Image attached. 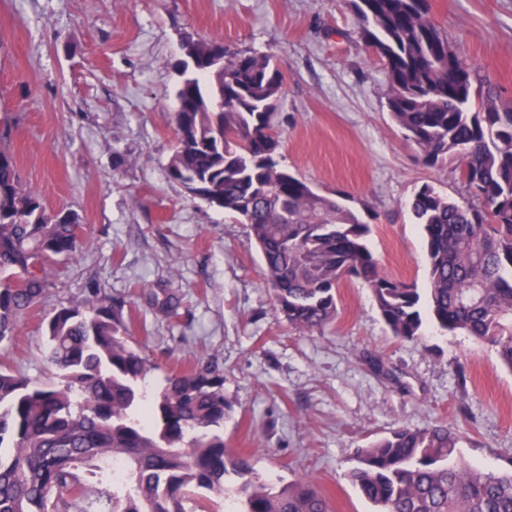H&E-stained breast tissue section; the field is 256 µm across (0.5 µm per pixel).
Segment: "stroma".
Wrapping results in <instances>:
<instances>
[{"mask_svg": "<svg viewBox=\"0 0 512 512\" xmlns=\"http://www.w3.org/2000/svg\"><path fill=\"white\" fill-rule=\"evenodd\" d=\"M429 4L451 45L512 100V0ZM187 35L273 56L285 76L282 165L322 194H348L373 217L382 270L424 285L420 227L405 204L426 183L454 200L463 185L453 164L423 165L392 122L384 66L351 0H0V128L10 129L24 186L84 226L44 302L0 345V367L46 381V315L97 288L127 298L130 339L156 366L150 385L218 361L228 447L250 454L265 479L312 478L334 512H371L346 473L357 448L403 425L446 422L466 461L507 470L512 370L495 350L430 326L421 343L395 339L356 279L341 284L332 324L296 331L263 284L247 226L169 180ZM169 297L171 317L156 307Z\"/></svg>", "mask_w": 512, "mask_h": 512, "instance_id": "stroma-1", "label": "stroma"}]
</instances>
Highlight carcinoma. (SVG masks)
<instances>
[{
    "mask_svg": "<svg viewBox=\"0 0 512 512\" xmlns=\"http://www.w3.org/2000/svg\"><path fill=\"white\" fill-rule=\"evenodd\" d=\"M362 39L381 59L393 122L435 167L447 161L465 195L422 185L407 207L421 228L427 287L386 275L371 224L278 160L275 111L284 75L270 55L191 40L181 62L169 180L202 186L211 205L248 225L264 284L300 331L336 319L347 278L369 288L392 336L419 343L424 323L472 336L512 369V102L475 83L428 0H359ZM83 224L52 212L22 185L0 146V344L50 291L49 270L75 257ZM126 302L94 290L50 313L44 346L55 381L0 370V512H209L226 496L238 512H331L307 477L274 484L224 444V368L171 372L152 398L155 370L128 339ZM443 423L401 426L356 450L348 477L375 512H512V470L479 469ZM123 462L115 477L112 460Z\"/></svg>",
    "mask_w": 512,
    "mask_h": 512,
    "instance_id": "cac0c4a2",
    "label": "carcinoma"
}]
</instances>
